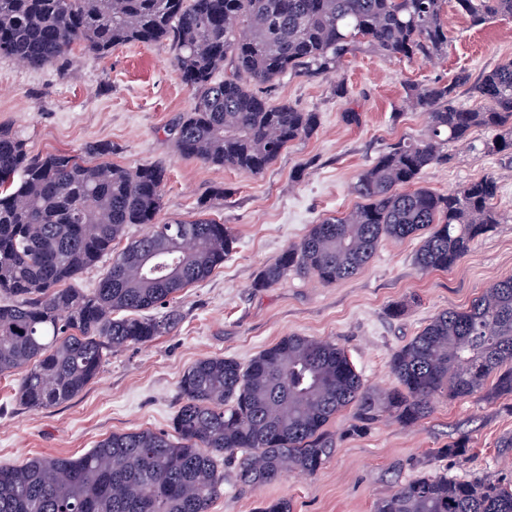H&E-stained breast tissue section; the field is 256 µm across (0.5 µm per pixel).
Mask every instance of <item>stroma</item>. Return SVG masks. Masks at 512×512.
Segmentation results:
<instances>
[{
	"instance_id": "stroma-1",
	"label": "stroma",
	"mask_w": 512,
	"mask_h": 512,
	"mask_svg": "<svg viewBox=\"0 0 512 512\" xmlns=\"http://www.w3.org/2000/svg\"><path fill=\"white\" fill-rule=\"evenodd\" d=\"M443 19L451 43L433 60H389L364 47L326 79L289 74L263 88L270 104L318 113L319 126L254 176L176 154L172 128L191 110L193 93L173 70L171 40L122 44L102 57L77 46L66 62L40 68L0 57V125L25 139L31 154H77L105 142L112 164H164L158 222L203 213L236 238L223 265L181 294L180 320L168 335L113 353L71 401L23 408L15 400L22 372L0 376V465L79 455L115 432L170 431L179 382L195 362L224 356L245 364L289 334L336 342L365 384L393 387L392 355L431 317L468 308L485 288L512 276V156L474 151L488 136L477 129L449 145V162L417 181L445 194L485 176L499 180V224L454 267L421 274L414 265L418 240L386 239L353 278L326 285L291 274L272 288L253 285L311 224L357 204L353 183L390 144L422 134L427 116L407 107L406 84L449 83L460 72L477 76L512 61V17L475 26L445 0ZM349 110L359 112V122L344 119ZM351 422L348 410L330 422L336 452L312 476L290 474L251 491L241 487L235 464L224 463V491L210 512H258L277 498L288 499L292 512H374L397 486L426 472L460 481L512 479V448L500 445L512 436V397L443 398L416 425L379 422L360 436L349 434ZM460 439L469 452L448 455L449 442Z\"/></svg>"
}]
</instances>
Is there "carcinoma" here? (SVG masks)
Wrapping results in <instances>:
<instances>
[{
	"instance_id": "carcinoma-1",
	"label": "carcinoma",
	"mask_w": 512,
	"mask_h": 512,
	"mask_svg": "<svg viewBox=\"0 0 512 512\" xmlns=\"http://www.w3.org/2000/svg\"><path fill=\"white\" fill-rule=\"evenodd\" d=\"M472 25L512 16V0H456ZM443 0H0V56L38 67L67 60L75 44L101 56L125 43L172 37L173 65L194 94L175 124L184 158L262 173L294 140L312 136L319 116L272 105L258 87L288 73L323 79L365 45L386 58L431 60L448 48ZM231 74L221 81L214 74ZM485 105L454 104L459 89ZM427 115L420 138L386 148L353 185L361 203L310 226L264 267L255 288L288 273L334 284L357 275L385 238L420 239L414 263L428 273L453 267L500 219L492 176L446 194L411 188L448 161L445 146L476 128L496 135L480 152L512 155V61L477 80L410 84ZM108 143L79 155L35 156L0 127V374L25 371L16 391L29 409L81 394L107 354L170 332L166 308L207 280L234 250L230 228L197 217L159 224L166 169L103 160ZM130 224L141 237L112 253ZM112 262L92 291L65 284L99 260ZM396 385L365 386L346 352L329 340L281 338L247 365L207 357L183 374L173 433H113L78 456L36 455L0 466V512H209L224 489L218 457L238 460L251 490L290 471L312 475L332 456L327 425L353 409L351 432L384 417L410 426L441 396L472 397L487 383L512 396V277L461 311L434 317L390 362ZM375 512H512V481L423 474L380 500Z\"/></svg>"
}]
</instances>
